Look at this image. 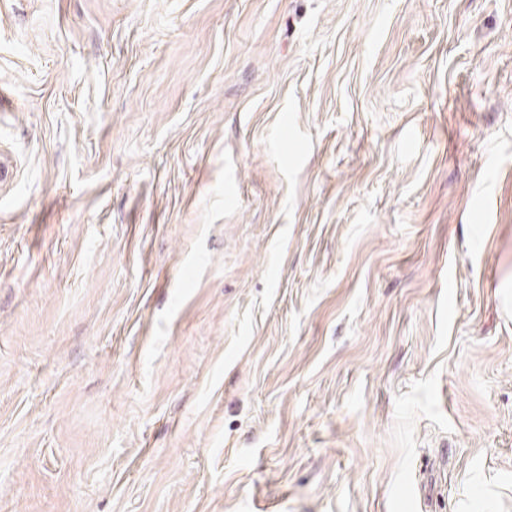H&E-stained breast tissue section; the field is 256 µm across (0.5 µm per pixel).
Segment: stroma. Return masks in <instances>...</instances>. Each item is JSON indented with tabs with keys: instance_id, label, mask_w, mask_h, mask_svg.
I'll return each mask as SVG.
<instances>
[{
	"instance_id": "35a3bbf8",
	"label": "stroma",
	"mask_w": 512,
	"mask_h": 512,
	"mask_svg": "<svg viewBox=\"0 0 512 512\" xmlns=\"http://www.w3.org/2000/svg\"><path fill=\"white\" fill-rule=\"evenodd\" d=\"M0 512H512V0H0Z\"/></svg>"
}]
</instances>
